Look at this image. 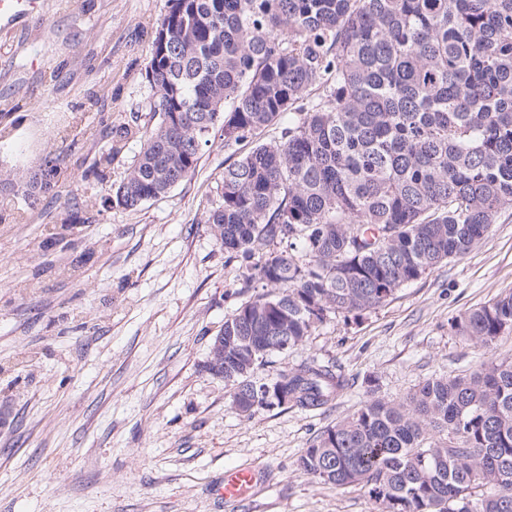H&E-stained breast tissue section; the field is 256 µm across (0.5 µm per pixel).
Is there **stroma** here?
<instances>
[{"instance_id":"obj_1","label":"stroma","mask_w":512,"mask_h":512,"mask_svg":"<svg viewBox=\"0 0 512 512\" xmlns=\"http://www.w3.org/2000/svg\"><path fill=\"white\" fill-rule=\"evenodd\" d=\"M168 0H44L0 33V180L64 154L58 192L16 200L0 223V512H377L361 487L336 488L296 461L360 405L368 379L400 399L426 379L512 360V333L485 347L448 329L459 312L512 291V206L466 255L449 259L360 317H336L296 350L255 368L270 382L309 358L349 381L327 410L239 414L204 366L247 295L205 222L225 165L247 152L213 129L197 169L139 207L112 206L136 162L125 141L95 161L113 129L152 128L145 79ZM78 223L59 224L67 212ZM257 471L236 504L215 493L227 470Z\"/></svg>"}]
</instances>
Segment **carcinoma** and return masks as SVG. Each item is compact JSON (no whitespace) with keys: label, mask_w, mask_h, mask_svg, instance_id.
Segmentation results:
<instances>
[{"label":"carcinoma","mask_w":512,"mask_h":512,"mask_svg":"<svg viewBox=\"0 0 512 512\" xmlns=\"http://www.w3.org/2000/svg\"><path fill=\"white\" fill-rule=\"evenodd\" d=\"M145 78L152 129L112 204L136 208L191 177L215 127L224 145L282 125L224 167L206 215L249 300L227 319L224 384L239 411L327 409L345 377L315 358L264 388L255 367L328 320L360 316L466 254L512 205V0H168ZM55 157L15 180L59 187ZM489 346L512 333V291L450 321ZM361 485L378 512H512V361L424 381L402 400L369 385L297 459Z\"/></svg>","instance_id":"1"}]
</instances>
